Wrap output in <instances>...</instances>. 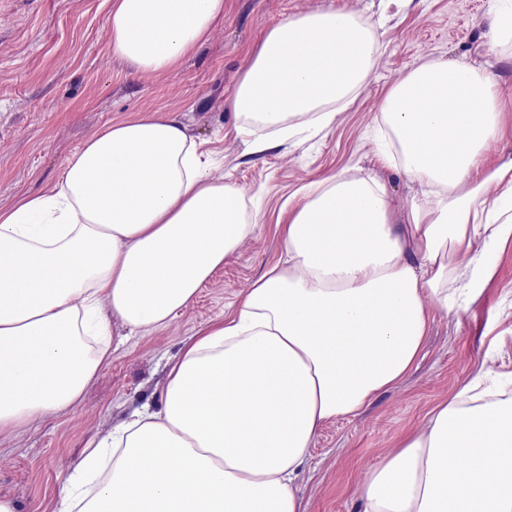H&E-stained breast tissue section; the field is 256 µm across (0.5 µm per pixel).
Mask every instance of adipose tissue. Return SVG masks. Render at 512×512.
Segmentation results:
<instances>
[{
	"instance_id": "1",
	"label": "adipose tissue",
	"mask_w": 512,
	"mask_h": 512,
	"mask_svg": "<svg viewBox=\"0 0 512 512\" xmlns=\"http://www.w3.org/2000/svg\"><path fill=\"white\" fill-rule=\"evenodd\" d=\"M224 18V0H111L113 56L168 74ZM373 23L348 9L268 29L240 79L237 133L262 151L292 119L321 131L368 79ZM377 145L416 184L396 227L374 176L332 175L290 196L284 255L171 364L160 402L89 443L60 512H305L295 483L321 427L357 416L421 357L427 298L476 242L512 240L511 131L482 61H431L381 104ZM234 183L216 181L172 112L110 123L46 192L0 207V434L72 406L112 356V320L167 325L252 234ZM460 391L368 474L363 512H512V399ZM484 164L487 169H492L506 158L512 156V138L509 140H490L483 149Z\"/></svg>"
}]
</instances>
